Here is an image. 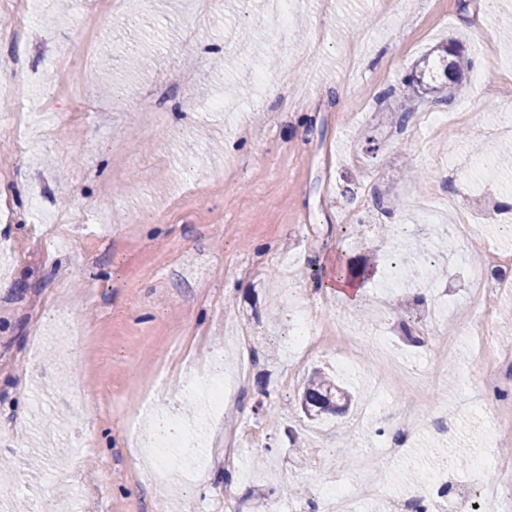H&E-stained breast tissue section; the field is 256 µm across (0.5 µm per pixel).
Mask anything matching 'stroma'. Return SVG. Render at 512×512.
Listing matches in <instances>:
<instances>
[{
  "instance_id": "stroma-1",
  "label": "stroma",
  "mask_w": 512,
  "mask_h": 512,
  "mask_svg": "<svg viewBox=\"0 0 512 512\" xmlns=\"http://www.w3.org/2000/svg\"><path fill=\"white\" fill-rule=\"evenodd\" d=\"M70 0L52 24L45 0H0V41L23 72L0 69V499L7 512H262L280 497L319 506L328 478L423 492L448 504L493 441L487 416L512 408V362L464 339L454 360L422 333L431 307L461 304L470 284L438 243L476 198L512 205V169L488 179L471 161L512 153V0ZM457 40L469 63L451 100L404 102L413 65ZM192 65L190 85L173 74ZM223 100V111L212 110ZM409 106L405 125L395 113ZM404 207L361 208L364 191ZM360 209V224L342 223ZM440 279L381 294L389 262ZM340 270L359 295L323 288ZM312 310L308 354L288 355L294 306ZM401 324L411 344L387 334ZM364 347H398L428 372L388 403L440 402L453 427L412 434L381 454L384 410L362 404L317 423L295 404L308 375L334 372L360 396L370 357L339 362L343 326ZM247 329L257 362L234 403L198 426L193 484L162 481L148 457L149 417L184 411L182 383L212 354L236 371ZM498 385H489V377ZM88 396L82 412L57 392ZM368 456L358 472L347 449ZM288 481L291 491L276 486Z\"/></svg>"
}]
</instances>
